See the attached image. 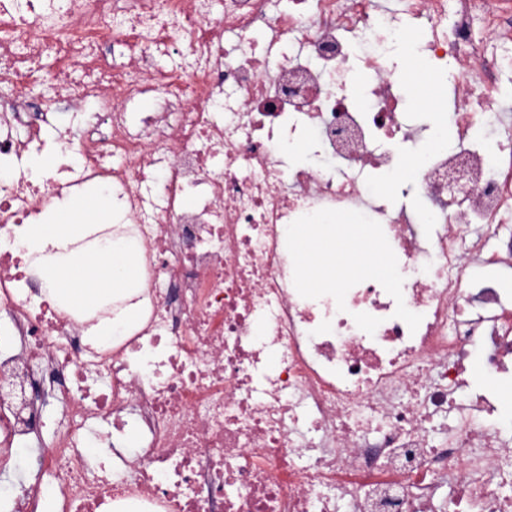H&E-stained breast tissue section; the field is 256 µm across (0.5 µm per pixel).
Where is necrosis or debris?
<instances>
[{"label": "necrosis or debris", "instance_id": "necrosis-or-debris-1", "mask_svg": "<svg viewBox=\"0 0 512 512\" xmlns=\"http://www.w3.org/2000/svg\"><path fill=\"white\" fill-rule=\"evenodd\" d=\"M213 2L0 0V440L41 446L34 484L1 487L0 512H42L44 486L61 512H512V234L493 229L512 212V0ZM418 19L432 69L464 70L447 147L410 158L411 98L387 73ZM111 41L124 66L102 55ZM153 48L183 66L148 68ZM356 57L378 78L365 102L345 80ZM39 84L54 93L36 104ZM148 94L158 113L133 121ZM308 122L324 164L284 167ZM47 150L56 169L34 171ZM406 162L436 222L372 207L397 287L307 288L287 228L348 215L366 169ZM88 193L115 212L84 245L135 242L146 284L141 327L107 347L85 332L111 302L52 307L20 246ZM44 395L63 410L47 440ZM129 427L142 450L83 458L89 437Z\"/></svg>", "mask_w": 512, "mask_h": 512}]
</instances>
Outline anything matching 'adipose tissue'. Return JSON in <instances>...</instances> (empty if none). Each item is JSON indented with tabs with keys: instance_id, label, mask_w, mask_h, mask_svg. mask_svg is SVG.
<instances>
[{
	"instance_id": "ef3b65f1",
	"label": "adipose tissue",
	"mask_w": 512,
	"mask_h": 512,
	"mask_svg": "<svg viewBox=\"0 0 512 512\" xmlns=\"http://www.w3.org/2000/svg\"><path fill=\"white\" fill-rule=\"evenodd\" d=\"M110 208V203L101 199L80 198L44 212L39 223L28 226L22 245L27 256L45 270L52 302L71 310L92 306L101 297L141 292L137 264L126 247L109 240L90 258L71 247L83 220ZM296 237L307 252L309 280L317 288L335 287V264L362 270V260L370 252L360 233L336 241L303 231Z\"/></svg>"
}]
</instances>
